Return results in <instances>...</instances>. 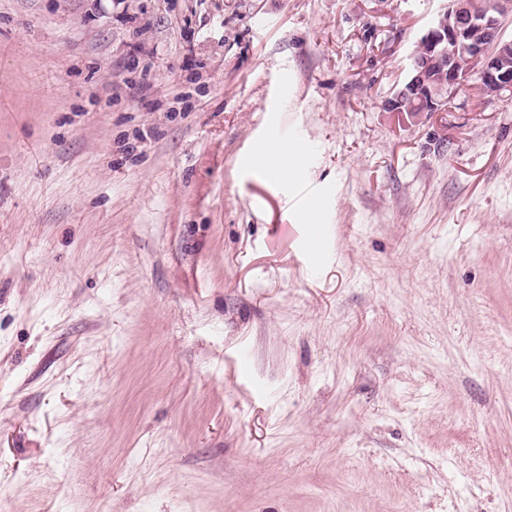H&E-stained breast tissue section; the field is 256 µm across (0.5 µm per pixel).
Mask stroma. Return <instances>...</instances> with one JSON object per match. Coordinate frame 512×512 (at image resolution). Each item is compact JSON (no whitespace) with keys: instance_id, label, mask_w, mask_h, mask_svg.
I'll list each match as a JSON object with an SVG mask.
<instances>
[{"instance_id":"1","label":"stroma","mask_w":512,"mask_h":512,"mask_svg":"<svg viewBox=\"0 0 512 512\" xmlns=\"http://www.w3.org/2000/svg\"><path fill=\"white\" fill-rule=\"evenodd\" d=\"M446 3L0 0V512H512V98L383 109Z\"/></svg>"}]
</instances>
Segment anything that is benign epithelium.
<instances>
[{
    "mask_svg": "<svg viewBox=\"0 0 512 512\" xmlns=\"http://www.w3.org/2000/svg\"><path fill=\"white\" fill-rule=\"evenodd\" d=\"M512 0H448L417 41L406 81L384 103L404 126L445 110L471 79L481 95L512 96V39L502 34Z\"/></svg>",
    "mask_w": 512,
    "mask_h": 512,
    "instance_id": "1",
    "label": "benign epithelium"
}]
</instances>
